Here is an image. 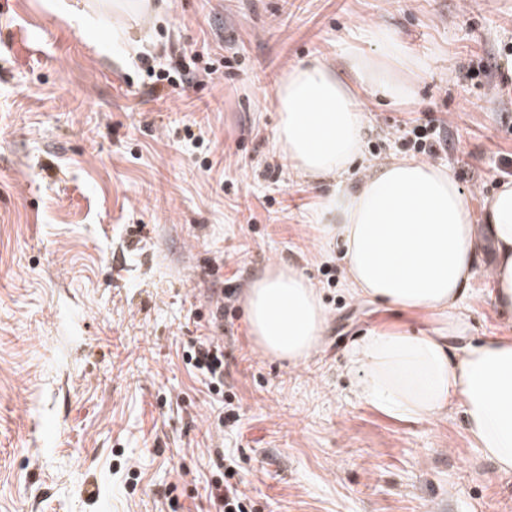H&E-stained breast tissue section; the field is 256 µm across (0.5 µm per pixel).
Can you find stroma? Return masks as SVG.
Listing matches in <instances>:
<instances>
[{
	"label": "stroma",
	"mask_w": 512,
	"mask_h": 512,
	"mask_svg": "<svg viewBox=\"0 0 512 512\" xmlns=\"http://www.w3.org/2000/svg\"><path fill=\"white\" fill-rule=\"evenodd\" d=\"M377 28L420 70L406 100L359 94L365 162L387 133L447 120L442 163L481 214L512 158V0H164L117 20L104 0H0V512H211L225 456L253 512H512V475L458 405L413 422L352 393L354 341L426 321L351 297L310 222L328 186L274 149L280 76L373 57ZM164 45L233 66L158 100L141 58ZM279 263L328 313L296 366L259 351L242 306ZM459 316L469 342L512 336L487 271ZM205 333L234 426L181 359Z\"/></svg>",
	"instance_id": "35a3bbf8"
}]
</instances>
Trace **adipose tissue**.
Here are the masks:
<instances>
[{
    "label": "adipose tissue",
    "mask_w": 512,
    "mask_h": 512,
    "mask_svg": "<svg viewBox=\"0 0 512 512\" xmlns=\"http://www.w3.org/2000/svg\"><path fill=\"white\" fill-rule=\"evenodd\" d=\"M376 58L351 56L350 81L320 61L290 67L276 88L274 148L311 181H336L363 153L366 119L356 95L403 100L412 89L405 57L389 31L375 30ZM475 223L468 194L445 167L395 158L351 188L324 197L317 234L343 245L356 298L425 316L426 328L374 329L352 343L347 373L356 398L383 412L428 422L458 404L474 445L499 474L512 475V336L452 346L466 327L458 308L481 269L485 246L495 266L492 300L512 315V178L488 198ZM244 311L257 343L298 364L320 346L327 314L319 291L294 265L266 269Z\"/></svg>",
    "instance_id": "obj_1"
}]
</instances>
